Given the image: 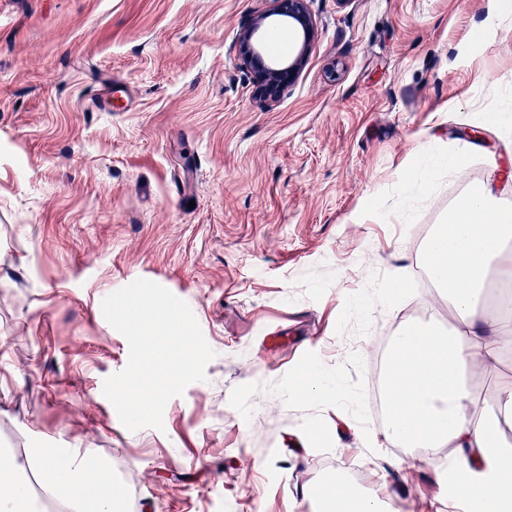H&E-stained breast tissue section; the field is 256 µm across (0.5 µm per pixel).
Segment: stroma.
Listing matches in <instances>:
<instances>
[{
    "label": "stroma",
    "instance_id": "obj_1",
    "mask_svg": "<svg viewBox=\"0 0 512 512\" xmlns=\"http://www.w3.org/2000/svg\"><path fill=\"white\" fill-rule=\"evenodd\" d=\"M262 7L0 0V448L111 460L124 512H320L329 454L394 512H455L362 406L377 336L448 302L421 278L422 226L482 182L512 200V128L487 121L512 113V20L493 0H311L308 60L263 99L235 45ZM422 146L464 161L406 210ZM139 278L216 356L163 429L132 432L102 393L129 347L101 302ZM313 366L338 400L290 401Z\"/></svg>",
    "mask_w": 512,
    "mask_h": 512
}]
</instances>
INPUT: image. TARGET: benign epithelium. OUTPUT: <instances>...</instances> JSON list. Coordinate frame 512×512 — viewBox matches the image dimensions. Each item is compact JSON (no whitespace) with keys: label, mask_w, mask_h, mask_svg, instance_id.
<instances>
[{"label":"benign epithelium","mask_w":512,"mask_h":512,"mask_svg":"<svg viewBox=\"0 0 512 512\" xmlns=\"http://www.w3.org/2000/svg\"><path fill=\"white\" fill-rule=\"evenodd\" d=\"M265 8L237 34L236 44L242 67L256 87L280 90L294 83L304 67L317 30L310 0H263ZM277 24H286L298 37V44L287 58H274L264 47V35Z\"/></svg>","instance_id":"7a95c632"}]
</instances>
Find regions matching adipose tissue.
<instances>
[{
  "instance_id": "obj_1",
  "label": "adipose tissue",
  "mask_w": 512,
  "mask_h": 512,
  "mask_svg": "<svg viewBox=\"0 0 512 512\" xmlns=\"http://www.w3.org/2000/svg\"><path fill=\"white\" fill-rule=\"evenodd\" d=\"M455 157L420 152L406 195L418 194ZM422 263L448 292V329L409 325L395 343L386 378L391 410L388 436L426 449L425 461L452 474L449 488L460 512H512V443L499 433L512 417V319L486 296V281L512 283V203L478 184L452 219L439 225ZM495 376V399L475 397L471 382ZM38 481L30 483L13 455L0 450V512H39L46 494L68 512H119L112 464L78 448L31 451Z\"/></svg>"
}]
</instances>
